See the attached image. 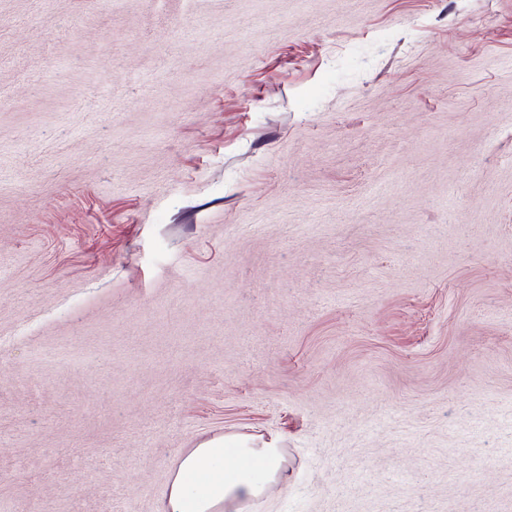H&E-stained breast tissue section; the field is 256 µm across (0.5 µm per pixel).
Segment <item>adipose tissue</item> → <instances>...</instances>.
<instances>
[{"label":"adipose tissue","mask_w":512,"mask_h":512,"mask_svg":"<svg viewBox=\"0 0 512 512\" xmlns=\"http://www.w3.org/2000/svg\"><path fill=\"white\" fill-rule=\"evenodd\" d=\"M283 463L272 443L247 436L206 440L180 460L163 512H229L261 496L278 479Z\"/></svg>","instance_id":"adipose-tissue-1"}]
</instances>
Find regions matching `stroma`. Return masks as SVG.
<instances>
[{
	"mask_svg": "<svg viewBox=\"0 0 512 512\" xmlns=\"http://www.w3.org/2000/svg\"><path fill=\"white\" fill-rule=\"evenodd\" d=\"M512 512V0H0V512ZM284 458L273 443L247 436L215 437L179 462L164 512H221L261 496L278 479Z\"/></svg>",
	"mask_w": 512,
	"mask_h": 512,
	"instance_id": "obj_1",
	"label": "stroma"
}]
</instances>
